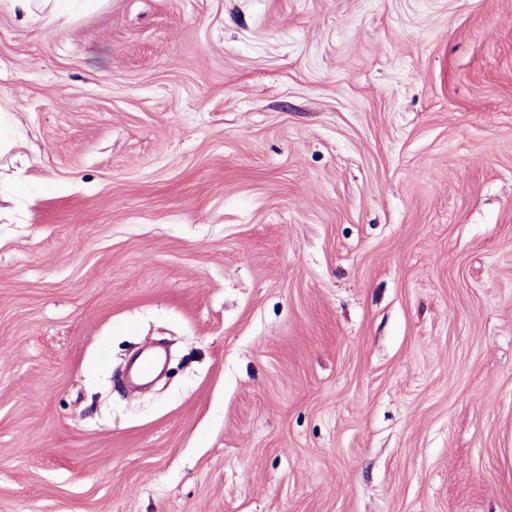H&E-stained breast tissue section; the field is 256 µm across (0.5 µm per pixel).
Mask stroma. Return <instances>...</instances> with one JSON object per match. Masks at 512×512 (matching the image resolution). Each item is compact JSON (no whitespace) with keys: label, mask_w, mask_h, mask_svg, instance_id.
<instances>
[{"label":"stroma","mask_w":512,"mask_h":512,"mask_svg":"<svg viewBox=\"0 0 512 512\" xmlns=\"http://www.w3.org/2000/svg\"><path fill=\"white\" fill-rule=\"evenodd\" d=\"M0 138V512H512V0H0ZM11 2V8L13 11L20 10L25 13L26 16H36L38 20H44L45 24L50 25L57 22L61 16L62 11L58 9L56 5H52L50 8L48 4L50 2H59V0H9ZM35 2H42L44 6L39 9V14L34 12Z\"/></svg>","instance_id":"1"}]
</instances>
